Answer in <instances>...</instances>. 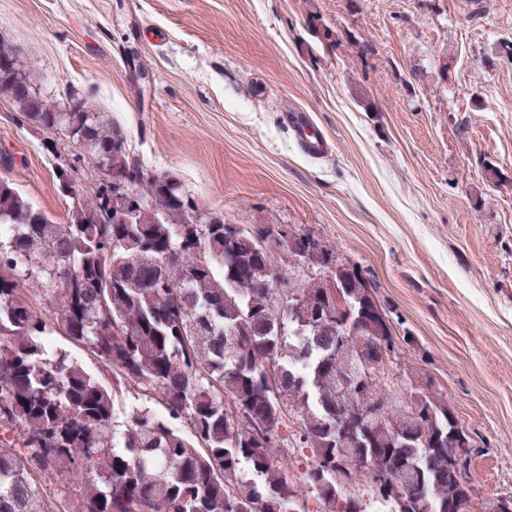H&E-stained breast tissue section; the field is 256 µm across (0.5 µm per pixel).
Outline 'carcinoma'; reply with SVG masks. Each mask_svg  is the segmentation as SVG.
Wrapping results in <instances>:
<instances>
[{
	"instance_id": "1",
	"label": "carcinoma",
	"mask_w": 512,
	"mask_h": 512,
	"mask_svg": "<svg viewBox=\"0 0 512 512\" xmlns=\"http://www.w3.org/2000/svg\"><path fill=\"white\" fill-rule=\"evenodd\" d=\"M23 79L21 48L1 39L0 99L20 121L129 165L105 113L82 97L64 112ZM134 189L146 198L129 219L57 224L0 179V512H307L292 507L308 496L319 512H400L401 496L449 512L448 404L385 374L343 383L358 350L380 354L358 268L315 244L348 282L338 307L296 265L300 232L274 276L251 246L270 227L243 229L227 261L224 224L175 178L143 169ZM56 333L111 376L55 349ZM124 389L142 403L118 412ZM294 446L312 457L300 475L281 455ZM356 480L368 499L345 495Z\"/></svg>"
}]
</instances>
